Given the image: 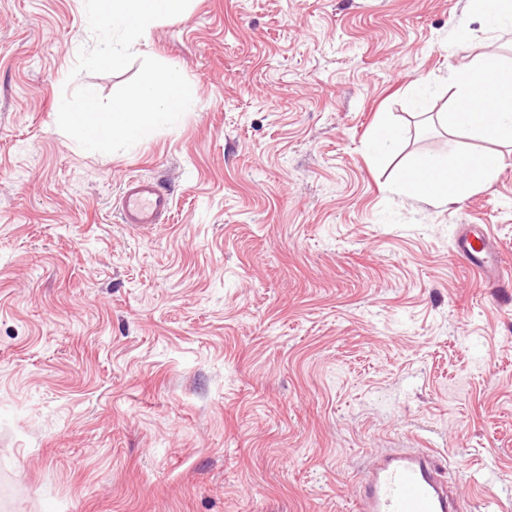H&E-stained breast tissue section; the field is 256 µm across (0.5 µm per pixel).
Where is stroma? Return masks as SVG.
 Segmentation results:
<instances>
[{
    "label": "stroma",
    "instance_id": "35a3bbf8",
    "mask_svg": "<svg viewBox=\"0 0 512 512\" xmlns=\"http://www.w3.org/2000/svg\"><path fill=\"white\" fill-rule=\"evenodd\" d=\"M464 5L191 0L134 53L192 108L104 154L55 108L137 65L73 74L84 0H0V512H354L392 448L435 451L462 512H512V305L452 253L481 224L512 265V147L432 120L488 44ZM468 150L503 163L464 201L392 192ZM134 175L168 223L119 222ZM401 131L389 118L381 117L375 129L373 138L368 144V149L375 157L385 156L397 143Z\"/></svg>",
    "mask_w": 512,
    "mask_h": 512
}]
</instances>
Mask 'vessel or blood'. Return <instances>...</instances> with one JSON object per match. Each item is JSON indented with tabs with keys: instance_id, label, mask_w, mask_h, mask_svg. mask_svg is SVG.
<instances>
[{
	"instance_id": "obj_1",
	"label": "vessel or blood",
	"mask_w": 512,
	"mask_h": 512,
	"mask_svg": "<svg viewBox=\"0 0 512 512\" xmlns=\"http://www.w3.org/2000/svg\"><path fill=\"white\" fill-rule=\"evenodd\" d=\"M172 200L156 182L132 176L118 201L122 223L136 227L159 224ZM457 258L491 282L502 276L504 260L491 237L478 225H463L454 245ZM431 450L402 448L376 461L360 479L357 512H460L459 500Z\"/></svg>"
}]
</instances>
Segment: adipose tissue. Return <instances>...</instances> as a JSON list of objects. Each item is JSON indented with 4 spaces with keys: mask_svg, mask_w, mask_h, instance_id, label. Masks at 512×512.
Here are the masks:
<instances>
[{
    "mask_svg": "<svg viewBox=\"0 0 512 512\" xmlns=\"http://www.w3.org/2000/svg\"><path fill=\"white\" fill-rule=\"evenodd\" d=\"M465 17L480 19L492 38L512 30V0H466ZM451 86L459 101L446 113L447 127L469 131L512 146V66L497 48L454 72ZM502 163L496 152H474L453 159L428 156L400 171L396 190L434 206L456 204L491 182Z\"/></svg>",
    "mask_w": 512,
    "mask_h": 512,
    "instance_id": "ef3b65f1",
    "label": "adipose tissue"
}]
</instances>
